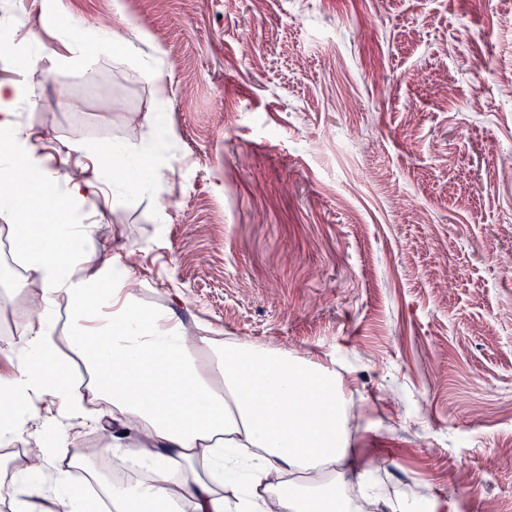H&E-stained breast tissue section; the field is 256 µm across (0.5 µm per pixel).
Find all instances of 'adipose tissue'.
<instances>
[{
  "label": "adipose tissue",
  "instance_id": "obj_1",
  "mask_svg": "<svg viewBox=\"0 0 512 512\" xmlns=\"http://www.w3.org/2000/svg\"><path fill=\"white\" fill-rule=\"evenodd\" d=\"M48 35L51 68L92 74L94 58L112 36L83 19ZM34 89L0 84V163L11 166L13 195L0 210L25 214L20 268L42 286L37 321L25 328L18 374L0 379V393L31 399L50 393L65 418H82L71 378L56 356L54 306L72 308L69 342L84 358L94 398L109 405L112 446L134 444L150 476L114 482L92 474L100 512H459L455 501L399 499L367 478L346 427V398L335 371L241 339L184 336L168 310H145L129 287L130 270L100 249L95 227L67 216L56 173L35 165L32 135L13 121V106ZM157 139L132 151L122 144L96 154L113 173L112 197L153 193V158L168 135L155 118ZM17 487L43 478L36 497L17 499V512H83L86 498L68 483L54 448L31 449Z\"/></svg>",
  "mask_w": 512,
  "mask_h": 512
}]
</instances>
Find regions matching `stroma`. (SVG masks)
<instances>
[{
  "instance_id": "stroma-1",
  "label": "stroma",
  "mask_w": 512,
  "mask_h": 512,
  "mask_svg": "<svg viewBox=\"0 0 512 512\" xmlns=\"http://www.w3.org/2000/svg\"><path fill=\"white\" fill-rule=\"evenodd\" d=\"M42 0H0L45 38ZM143 31L161 83L119 45L94 77L46 70L16 121L37 162L172 130L157 193L78 217L186 335L214 332L335 368L353 448L392 489L512 507V0H65ZM81 109H73L70 98ZM32 279L0 288V376L15 374ZM109 436L68 427L72 483L112 472Z\"/></svg>"
}]
</instances>
